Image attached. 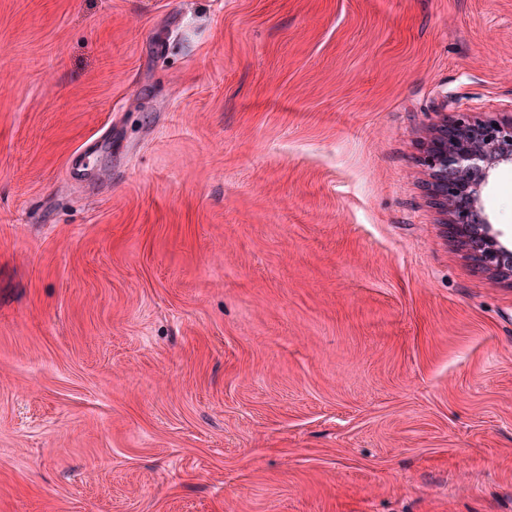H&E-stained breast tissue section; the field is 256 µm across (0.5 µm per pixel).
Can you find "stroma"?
I'll list each match as a JSON object with an SVG mask.
<instances>
[{
  "instance_id": "35a3bbf8",
  "label": "stroma",
  "mask_w": 512,
  "mask_h": 512,
  "mask_svg": "<svg viewBox=\"0 0 512 512\" xmlns=\"http://www.w3.org/2000/svg\"><path fill=\"white\" fill-rule=\"evenodd\" d=\"M455 112L512 118V0H0V512H512Z\"/></svg>"
}]
</instances>
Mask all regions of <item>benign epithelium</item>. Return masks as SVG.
Segmentation results:
<instances>
[{
	"mask_svg": "<svg viewBox=\"0 0 512 512\" xmlns=\"http://www.w3.org/2000/svg\"><path fill=\"white\" fill-rule=\"evenodd\" d=\"M512 161V121L479 120L459 113L441 126L423 158L431 170L429 196L448 215L462 245L487 269L501 267L512 254L496 237L475 232L488 224L477 207V188L489 177L490 162Z\"/></svg>",
	"mask_w": 512,
	"mask_h": 512,
	"instance_id": "obj_1",
	"label": "benign epithelium"
}]
</instances>
